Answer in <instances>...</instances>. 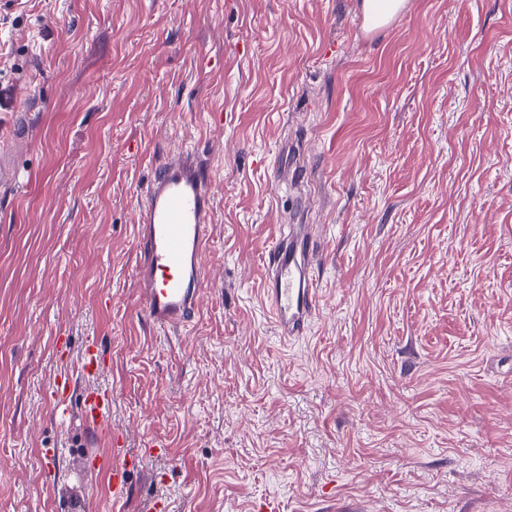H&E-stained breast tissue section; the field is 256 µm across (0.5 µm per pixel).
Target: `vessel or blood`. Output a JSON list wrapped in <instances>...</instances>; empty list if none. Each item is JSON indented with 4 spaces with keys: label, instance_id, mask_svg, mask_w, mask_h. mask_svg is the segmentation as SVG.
Returning a JSON list of instances; mask_svg holds the SVG:
<instances>
[{
    "label": "vessel or blood",
    "instance_id": "1",
    "mask_svg": "<svg viewBox=\"0 0 512 512\" xmlns=\"http://www.w3.org/2000/svg\"><path fill=\"white\" fill-rule=\"evenodd\" d=\"M214 226L213 185L204 161L185 150L160 162L136 226L139 305L155 327L179 329L199 315L210 283L205 257ZM314 244V225L295 224L277 236L264 256V294L280 336L302 334L318 308ZM79 409L86 428L107 430L112 398L106 391L86 389ZM138 464L126 449H113L106 466L113 495L125 493L128 471Z\"/></svg>",
    "mask_w": 512,
    "mask_h": 512
}]
</instances>
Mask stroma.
<instances>
[{
  "label": "stroma",
  "mask_w": 512,
  "mask_h": 512,
  "mask_svg": "<svg viewBox=\"0 0 512 512\" xmlns=\"http://www.w3.org/2000/svg\"><path fill=\"white\" fill-rule=\"evenodd\" d=\"M1 88L32 145L0 191V512H512V0H407L376 30L361 0H15ZM185 147L213 282L164 332L135 224ZM281 224L317 227L290 343L262 301ZM113 435L141 458L119 498L90 464ZM81 420L86 428L93 431L109 429V417L112 410V397L98 388H87L79 405Z\"/></svg>",
  "instance_id": "stroma-1"
}]
</instances>
